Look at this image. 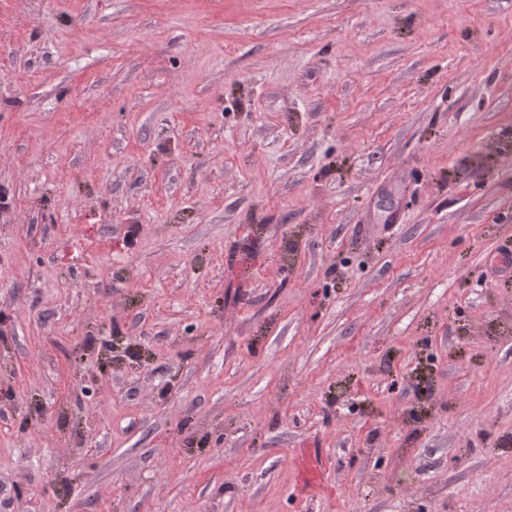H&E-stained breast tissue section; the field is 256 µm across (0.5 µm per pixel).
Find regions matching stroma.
<instances>
[{
  "instance_id": "stroma-1",
  "label": "stroma",
  "mask_w": 512,
  "mask_h": 512,
  "mask_svg": "<svg viewBox=\"0 0 512 512\" xmlns=\"http://www.w3.org/2000/svg\"><path fill=\"white\" fill-rule=\"evenodd\" d=\"M1 187L0 512H512V0H0Z\"/></svg>"
}]
</instances>
